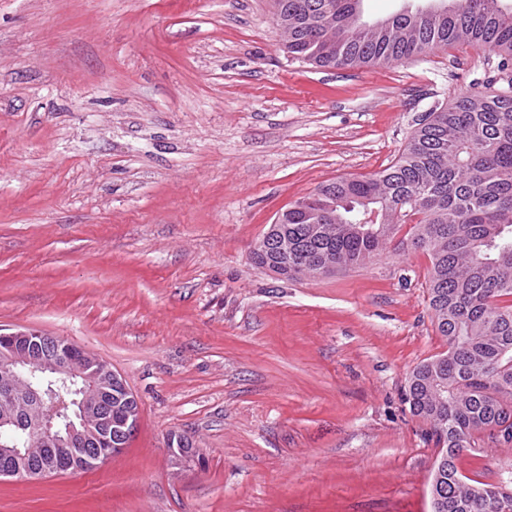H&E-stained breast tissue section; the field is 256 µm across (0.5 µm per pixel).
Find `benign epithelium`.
<instances>
[{
	"label": "benign epithelium",
	"instance_id": "obj_1",
	"mask_svg": "<svg viewBox=\"0 0 512 512\" xmlns=\"http://www.w3.org/2000/svg\"><path fill=\"white\" fill-rule=\"evenodd\" d=\"M124 399L129 411L112 416V398ZM19 399L36 408L33 419L6 410L0 413V457L12 461L1 477L38 479L60 469L59 454L69 467L89 470L123 452L138 423L137 399L122 376L92 353L76 358L66 345L47 341L38 331L0 336V402ZM25 432L36 445L51 449L53 461L29 464L35 449L21 448L13 429ZM194 449L171 445V465L183 468Z\"/></svg>",
	"mask_w": 512,
	"mask_h": 512
}]
</instances>
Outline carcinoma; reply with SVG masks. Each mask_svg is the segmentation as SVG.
<instances>
[{
    "instance_id": "obj_1",
    "label": "carcinoma",
    "mask_w": 512,
    "mask_h": 512,
    "mask_svg": "<svg viewBox=\"0 0 512 512\" xmlns=\"http://www.w3.org/2000/svg\"><path fill=\"white\" fill-rule=\"evenodd\" d=\"M501 0H426L363 19L362 0H274L292 58L317 67L402 63L468 44L495 56L483 89L419 120L382 171L338 178L281 212L253 259L286 279L380 253L403 227L431 261L429 305L448 349L416 366L405 400L439 447L432 512H512V471L496 483L459 472L466 452L512 444V8ZM373 207L383 222H362Z\"/></svg>"
}]
</instances>
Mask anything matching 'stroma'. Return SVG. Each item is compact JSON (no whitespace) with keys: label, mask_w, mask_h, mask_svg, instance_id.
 Wrapping results in <instances>:
<instances>
[{"label":"stroma","mask_w":512,"mask_h":512,"mask_svg":"<svg viewBox=\"0 0 512 512\" xmlns=\"http://www.w3.org/2000/svg\"><path fill=\"white\" fill-rule=\"evenodd\" d=\"M272 0H0V333L61 336L139 403L118 457L0 478V512H431L437 450L404 401L446 351L430 260L284 279L268 224L368 176L490 66L457 45L386 68L292 60ZM180 435L204 462L175 470ZM497 481L512 446L464 453Z\"/></svg>","instance_id":"stroma-1"}]
</instances>
